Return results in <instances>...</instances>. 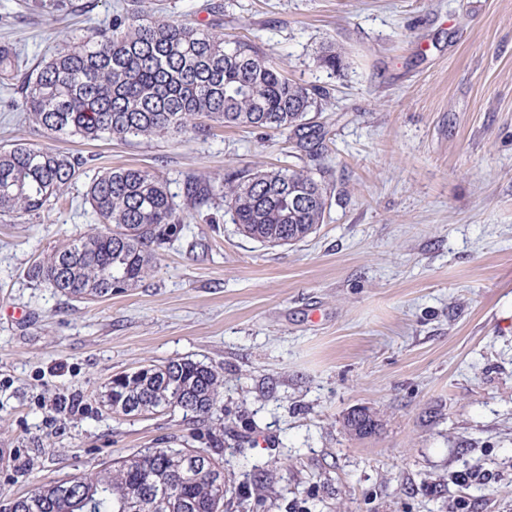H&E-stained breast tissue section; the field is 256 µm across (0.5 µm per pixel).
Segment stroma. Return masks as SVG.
<instances>
[{
    "mask_svg": "<svg viewBox=\"0 0 512 512\" xmlns=\"http://www.w3.org/2000/svg\"><path fill=\"white\" fill-rule=\"evenodd\" d=\"M124 0H0V45L27 68ZM255 42L326 88L322 148L265 129L118 143L50 139L0 79V149L47 143L85 162L51 209L0 216V498L187 439L181 413L115 417L113 375L189 357L224 375V512H512V0H138ZM333 47L336 69L319 57ZM323 171L306 242L241 236L223 202L188 213L142 287L67 300L27 278L92 228L101 167L191 177ZM79 400L59 419L56 404ZM378 420L358 439L349 412ZM478 471L483 481L459 483Z\"/></svg>",
    "mask_w": 512,
    "mask_h": 512,
    "instance_id": "35a3bbf8",
    "label": "stroma"
}]
</instances>
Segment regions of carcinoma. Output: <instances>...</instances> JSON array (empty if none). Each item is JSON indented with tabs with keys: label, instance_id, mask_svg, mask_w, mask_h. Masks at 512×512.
<instances>
[{
	"label": "carcinoma",
	"instance_id": "obj_1",
	"mask_svg": "<svg viewBox=\"0 0 512 512\" xmlns=\"http://www.w3.org/2000/svg\"><path fill=\"white\" fill-rule=\"evenodd\" d=\"M0 75L20 80L23 109L49 135L86 141L181 137L213 123L287 132L304 151L315 134L306 117L327 96L289 80L250 40L136 10L89 27L32 70L1 47ZM84 165L49 144L0 150V214L22 219L51 208ZM219 198L239 234L269 247L305 241L328 208L321 181L304 169L255 167L219 185L190 178L179 204L160 174L107 167L86 190L98 227L44 254L27 275L71 301L126 293L153 275L158 249L185 230V210ZM223 387L216 368L189 358L114 375L104 395L112 414L180 411L209 446L144 448L41 484L4 512H224V462L211 437ZM347 428L365 435L375 420L354 411Z\"/></svg>",
	"mask_w": 512,
	"mask_h": 512
}]
</instances>
